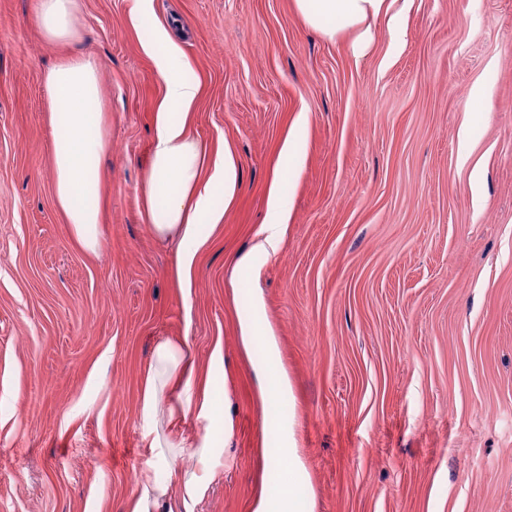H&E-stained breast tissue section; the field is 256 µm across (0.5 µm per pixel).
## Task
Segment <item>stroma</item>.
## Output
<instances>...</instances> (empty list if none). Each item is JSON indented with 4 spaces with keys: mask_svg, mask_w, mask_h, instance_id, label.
Segmentation results:
<instances>
[{
    "mask_svg": "<svg viewBox=\"0 0 512 512\" xmlns=\"http://www.w3.org/2000/svg\"><path fill=\"white\" fill-rule=\"evenodd\" d=\"M130 0H81L72 52L112 114L103 242L83 251L54 203L36 0H0V512H125L148 465L138 414L158 341L187 338L232 420L189 512H253L268 426L240 319L262 303L295 403L314 512H512V0H411L360 57L295 0H153L201 93L191 131L227 143L238 195L198 252L190 300L174 243L135 197L163 94ZM488 111H473L474 85ZM308 113L280 251L236 281L279 151ZM470 141L459 155V135ZM481 192L473 194L472 171Z\"/></svg>",
    "mask_w": 512,
    "mask_h": 512,
    "instance_id": "1",
    "label": "stroma"
}]
</instances>
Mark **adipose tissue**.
Listing matches in <instances>:
<instances>
[{"mask_svg": "<svg viewBox=\"0 0 512 512\" xmlns=\"http://www.w3.org/2000/svg\"><path fill=\"white\" fill-rule=\"evenodd\" d=\"M310 27L332 38L351 30L354 55H362L375 39V22L387 14L388 0H296ZM79 0H37L35 25L48 43L67 47L78 37ZM134 25L146 31L141 43L163 86L153 117L150 164L136 189L147 224L161 238L175 240L174 276L186 286L199 248L224 219V205L232 204L240 185L239 164L229 146L208 154L191 133V111L200 94L182 47L168 29L153 20L152 0H132ZM53 131L54 201L75 242L94 253L102 242V160L109 150V118L103 108L102 85L95 62L66 52L45 76ZM308 113H299L285 139L269 189L267 219L262 237L252 251L234 265L238 279L253 278L275 255L288 229L287 183L303 164L302 131ZM223 205H216V198ZM241 327L249 349H261L258 369L265 396L279 413L270 423L280 440L270 449L268 464L276 479L273 494L261 495L254 512H314V492L293 437V400L278 367L275 349L264 329L260 307L243 317ZM196 415L209 419L216 434L193 449L199 472L179 468L171 441L157 432L160 417ZM139 416L145 424L151 459L137 479V489L126 502V512H175L174 498L188 501L204 490V474L220 452L219 436L229 425L211 381H199L187 339L159 341L141 385Z\"/></svg>", "mask_w": 512, "mask_h": 512, "instance_id": "adipose-tissue-1", "label": "adipose tissue"}]
</instances>
